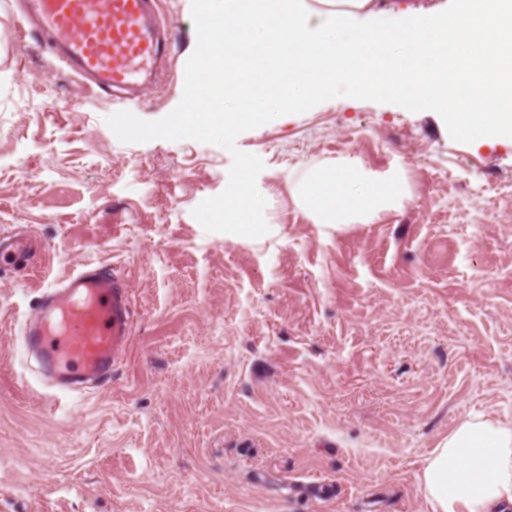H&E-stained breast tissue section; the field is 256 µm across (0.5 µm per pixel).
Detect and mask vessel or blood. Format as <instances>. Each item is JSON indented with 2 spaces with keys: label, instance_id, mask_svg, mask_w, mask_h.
Listing matches in <instances>:
<instances>
[{
  "label": "vessel or blood",
  "instance_id": "b4317fda",
  "mask_svg": "<svg viewBox=\"0 0 512 512\" xmlns=\"http://www.w3.org/2000/svg\"><path fill=\"white\" fill-rule=\"evenodd\" d=\"M25 26L88 91L133 106L157 83L170 33L157 0H18ZM126 278L107 265L81 264L46 288L23 329L60 405L89 384L103 386L132 334Z\"/></svg>",
  "mask_w": 512,
  "mask_h": 512
}]
</instances>
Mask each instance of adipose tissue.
Listing matches in <instances>:
<instances>
[{"label": "adipose tissue", "instance_id": "ef3b65f1", "mask_svg": "<svg viewBox=\"0 0 512 512\" xmlns=\"http://www.w3.org/2000/svg\"><path fill=\"white\" fill-rule=\"evenodd\" d=\"M195 30L204 64L173 134L231 133L310 110L321 100L387 96L436 115L459 138L512 144V0H449L440 11L400 0H203ZM291 203L312 223L374 224L400 211L411 189L346 156L301 169ZM267 196L242 164L225 182L224 224H268ZM428 512H512V423L464 418L418 475Z\"/></svg>", "mask_w": 512, "mask_h": 512}]
</instances>
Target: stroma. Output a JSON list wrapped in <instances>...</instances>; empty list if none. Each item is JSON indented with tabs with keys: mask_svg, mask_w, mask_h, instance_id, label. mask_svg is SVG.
<instances>
[{
	"mask_svg": "<svg viewBox=\"0 0 512 512\" xmlns=\"http://www.w3.org/2000/svg\"><path fill=\"white\" fill-rule=\"evenodd\" d=\"M171 70L124 108L85 91L0 0V512H426L417 476L462 418L512 422V145L396 99L342 97L170 140L194 79V0H159ZM401 168L374 224H314L307 165ZM258 235L224 228L243 160ZM121 271L134 332L111 382L54 409L22 321L78 264Z\"/></svg>",
	"mask_w": 512,
	"mask_h": 512,
	"instance_id": "stroma-1",
	"label": "stroma"
}]
</instances>
